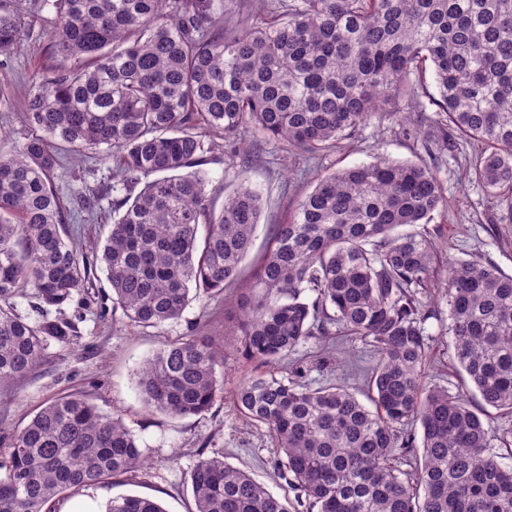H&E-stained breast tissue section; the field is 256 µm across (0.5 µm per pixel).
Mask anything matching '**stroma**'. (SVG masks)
I'll use <instances>...</instances> for the list:
<instances>
[{
  "instance_id": "obj_1",
  "label": "stroma",
  "mask_w": 512,
  "mask_h": 512,
  "mask_svg": "<svg viewBox=\"0 0 512 512\" xmlns=\"http://www.w3.org/2000/svg\"><path fill=\"white\" fill-rule=\"evenodd\" d=\"M27 22L25 35L0 69V84L12 99L11 107H0V153L19 149L28 128L23 104L39 73L52 65L47 47L49 17ZM425 123L415 134H404L396 115L374 114L336 150L319 160L306 153H286L282 144L249 132L236 156L223 150L209 154L204 169L215 208H222L225 196L236 185L235 173L245 168L250 184L261 191L266 204L253 248L237 281L224 291L221 301H195L182 318L158 327L129 324L120 308L112 304V289L102 271H95L92 288L75 296L64 307L63 318L75 323L78 336L73 345L51 344L44 365L19 384L0 388V431L23 426L44 403L80 392L101 410L121 416L144 450L147 464L132 476L86 490V498L106 506L121 495H142L157 500L165 512H194L189 475L200 452L220 451L227 463L248 472L275 494L284 496L289 488L274 474L277 449L266 426L246 424L240 417L235 395L243 381L255 371V362L246 358L234 342L241 305L255 278L258 262L270 244L274 225L287 223L299 199L310 192L318 176L340 168L378 159L430 164L440 181L447 204L435 212L427 224L413 225L435 242L441 261L427 290L424 327L430 337L428 380L464 391V382L453 359V338L449 331L448 298L443 288L447 276L446 258L478 259L512 274V202L495 199L472 182L467 169L480 145L458 142L454 151L432 160L425 139L437 121L426 112ZM62 160L53 181L66 203L65 224L74 229L73 239L83 253H90L95 240L108 234L112 222L111 198L100 203L101 216L76 213L80 197L112 183V162L95 149L81 152L60 148ZM197 332L224 355L223 388L212 408L204 415L176 418L146 412L135 389L140 366L166 342ZM371 356L365 341L345 336L340 326L330 325L329 333L299 345L287 366L276 367V376H288L290 367L306 369L305 383L317 386L347 377L352 365L365 364Z\"/></svg>"
}]
</instances>
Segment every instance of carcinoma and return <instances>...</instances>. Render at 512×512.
Segmentation results:
<instances>
[{
    "instance_id": "obj_1",
    "label": "carcinoma",
    "mask_w": 512,
    "mask_h": 512,
    "mask_svg": "<svg viewBox=\"0 0 512 512\" xmlns=\"http://www.w3.org/2000/svg\"><path fill=\"white\" fill-rule=\"evenodd\" d=\"M52 6L58 65L29 93L31 135L0 155V386L42 366L50 341L72 343L75 324L48 309L90 285L53 186L54 143L112 156V224L99 261L112 302L140 327L222 296L250 252L263 196L241 171L214 214L200 169L214 136L231 147L253 129L319 156L377 112L396 113L406 132L411 113L395 112L396 96L430 75L437 144H485L469 178L512 198V0H288L251 19L232 0ZM24 30L19 5L0 0V56ZM444 202L430 167L380 160L321 177L275 225L238 325L246 356L275 364L336 323L374 354L371 409L344 381L304 384L299 367L285 380L253 374L236 394L240 413L270 431L276 476L304 494L309 512H512V443L502 437L501 452H488L494 435L483 420L488 406L512 414V275L448 259L454 357L480 406L426 381L419 294L433 278L434 247L397 229L429 223ZM28 295L37 320L16 310ZM220 364L200 336L163 344L137 375L145 409L206 413ZM144 462L122 418L77 393L54 399L0 441V512H47ZM190 483L194 512H289L221 452L200 456ZM106 512L166 510L128 495Z\"/></svg>"
}]
</instances>
